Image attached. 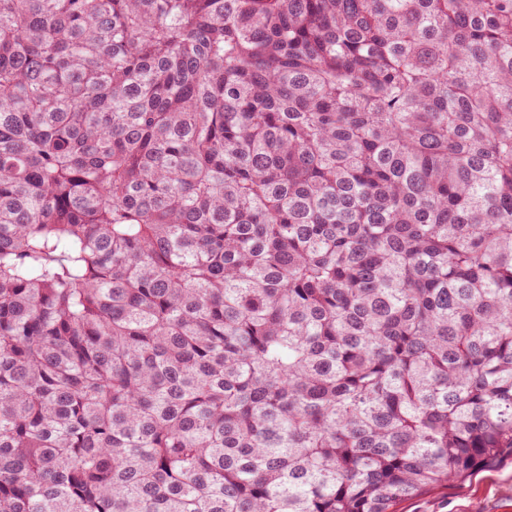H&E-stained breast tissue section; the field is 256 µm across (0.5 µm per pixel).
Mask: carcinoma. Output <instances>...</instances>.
Returning <instances> with one entry per match:
<instances>
[{
	"label": "carcinoma",
	"instance_id": "1",
	"mask_svg": "<svg viewBox=\"0 0 512 512\" xmlns=\"http://www.w3.org/2000/svg\"><path fill=\"white\" fill-rule=\"evenodd\" d=\"M507 456L512 0H0V512Z\"/></svg>",
	"mask_w": 512,
	"mask_h": 512
}]
</instances>
